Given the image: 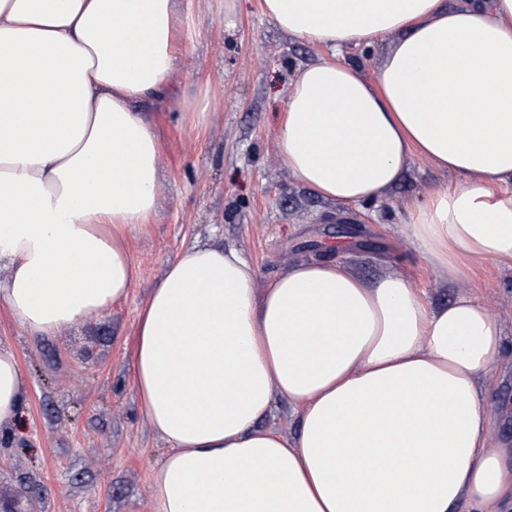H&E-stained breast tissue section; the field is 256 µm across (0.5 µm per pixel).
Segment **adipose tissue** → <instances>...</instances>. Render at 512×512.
<instances>
[{
    "label": "adipose tissue",
    "mask_w": 512,
    "mask_h": 512,
    "mask_svg": "<svg viewBox=\"0 0 512 512\" xmlns=\"http://www.w3.org/2000/svg\"><path fill=\"white\" fill-rule=\"evenodd\" d=\"M282 30L342 52L396 35L376 79L302 67L277 132L305 186L377 201L410 163L460 177L405 208L402 240L442 280L512 257V0H263ZM177 0H0V302L56 336L125 299L129 241L160 189L154 119L180 57ZM235 248L171 260L138 317L140 409L168 446L155 512H512V453L492 450L479 383L504 347L467 296L397 272L291 266L266 288ZM0 345V433L23 414ZM295 440L260 427L276 398Z\"/></svg>",
    "instance_id": "adipose-tissue-1"
}]
</instances>
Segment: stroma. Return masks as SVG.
Masks as SVG:
<instances>
[{
  "mask_svg": "<svg viewBox=\"0 0 512 512\" xmlns=\"http://www.w3.org/2000/svg\"><path fill=\"white\" fill-rule=\"evenodd\" d=\"M183 54L173 96L144 100L161 145L156 214L131 242L137 267L126 300L58 336L34 337L0 304V343L16 353L25 382L20 425L0 440V503L10 512H155L152 471L167 448L141 413L131 372L137 316L167 262L195 244L234 247L257 287L295 263L333 259L364 276L392 270L435 302L465 295L502 324L504 353L492 366L489 443L512 451V258L477 257L469 282L448 287L401 245L406 203L459 185L433 165H413L379 202L323 200L282 162L276 130L298 70L327 47L280 30L262 0H183ZM37 488L36 500L23 495Z\"/></svg>",
  "mask_w": 512,
  "mask_h": 512,
  "instance_id": "1",
  "label": "stroma"
}]
</instances>
